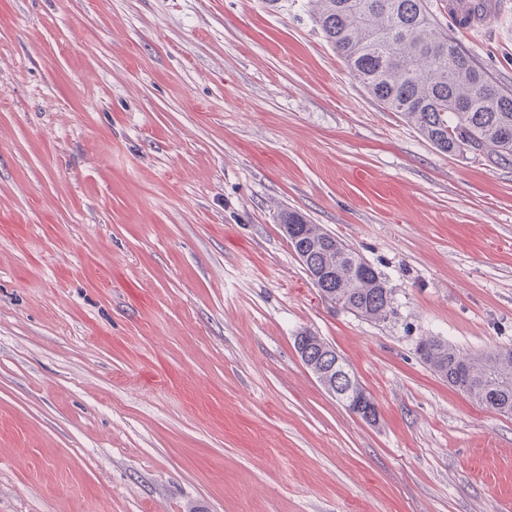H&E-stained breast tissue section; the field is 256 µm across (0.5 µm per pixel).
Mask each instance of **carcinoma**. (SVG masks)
Listing matches in <instances>:
<instances>
[{
	"instance_id": "1",
	"label": "carcinoma",
	"mask_w": 512,
	"mask_h": 512,
	"mask_svg": "<svg viewBox=\"0 0 512 512\" xmlns=\"http://www.w3.org/2000/svg\"><path fill=\"white\" fill-rule=\"evenodd\" d=\"M309 2L315 23L351 76L437 150L512 164V89L477 68L438 26L425 0ZM277 220L324 300L368 320L394 313L380 273L358 252L295 210L280 212ZM295 349L316 376L334 351L319 336ZM417 351L449 385L512 414L511 348L470 356L430 337Z\"/></svg>"
}]
</instances>
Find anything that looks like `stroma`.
Returning a JSON list of instances; mask_svg holds the SVG:
<instances>
[{
  "label": "stroma",
  "instance_id": "35a3bbf8",
  "mask_svg": "<svg viewBox=\"0 0 512 512\" xmlns=\"http://www.w3.org/2000/svg\"><path fill=\"white\" fill-rule=\"evenodd\" d=\"M441 2L512 89V10L470 35ZM283 208L393 315L321 299ZM426 337L512 348V166L387 110L308 0H0V512H512V415L425 365ZM312 336L303 345L297 343V336L295 338V349L300 356L301 361L312 371L318 379V375L324 371L325 363L327 362V355L329 352H336L327 342L321 339L320 336ZM346 362L336 354V360L332 364V367L325 373H327V380H329L332 374L335 376L332 380L333 387L330 388L331 393L338 398V401L342 403L351 413L360 417L363 421L369 424H373L375 411L378 409L375 401L368 396L365 388L355 377L354 373L347 372ZM337 374V375H336ZM352 377V378H351ZM336 378L347 382L344 388L338 389L336 392ZM353 379V381H352ZM353 382L355 388L360 391H365L362 394L353 392Z\"/></svg>",
  "mask_w": 512,
  "mask_h": 512
}]
</instances>
